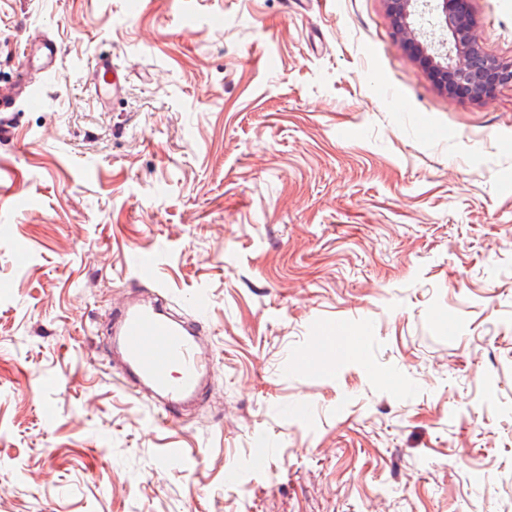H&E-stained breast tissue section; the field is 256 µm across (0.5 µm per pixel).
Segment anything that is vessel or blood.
Segmentation results:
<instances>
[{"label": "vessel or blood", "instance_id": "obj_1", "mask_svg": "<svg viewBox=\"0 0 512 512\" xmlns=\"http://www.w3.org/2000/svg\"><path fill=\"white\" fill-rule=\"evenodd\" d=\"M59 54L57 43L48 35L26 38L21 77L16 86L0 90V131L9 132L14 126L17 102L38 107L31 73L53 71ZM125 83L111 54L94 55L86 67L84 85L96 100L118 96ZM111 335L124 386L160 413L180 411L184 404L204 398L211 360L192 319L170 317L153 301H131L113 312Z\"/></svg>", "mask_w": 512, "mask_h": 512}]
</instances>
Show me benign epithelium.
<instances>
[{"label":"benign epithelium","instance_id":"1","mask_svg":"<svg viewBox=\"0 0 512 512\" xmlns=\"http://www.w3.org/2000/svg\"><path fill=\"white\" fill-rule=\"evenodd\" d=\"M394 37L415 52L444 91L482 101L512 84V63L482 52L471 26L448 9V0H385Z\"/></svg>","mask_w":512,"mask_h":512}]
</instances>
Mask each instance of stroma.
Segmentation results:
<instances>
[{
  "instance_id": "stroma-1",
  "label": "stroma",
  "mask_w": 512,
  "mask_h": 512,
  "mask_svg": "<svg viewBox=\"0 0 512 512\" xmlns=\"http://www.w3.org/2000/svg\"><path fill=\"white\" fill-rule=\"evenodd\" d=\"M23 32L61 59L0 145V512H512V86L448 95L384 0H0V87ZM144 251L205 426L107 370ZM84 85L90 95L101 102L117 97L124 89L126 76L112 60L111 52L95 54L85 70Z\"/></svg>"
}]
</instances>
